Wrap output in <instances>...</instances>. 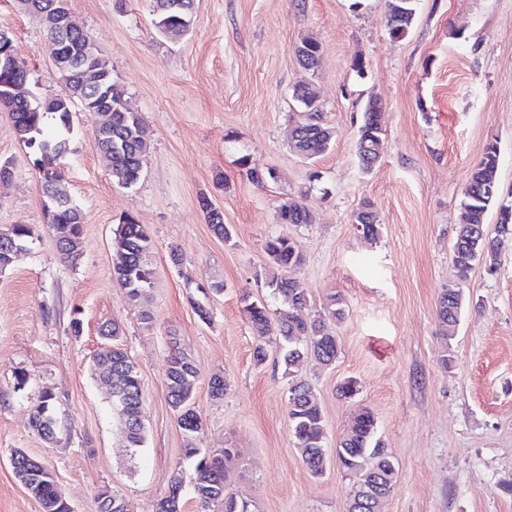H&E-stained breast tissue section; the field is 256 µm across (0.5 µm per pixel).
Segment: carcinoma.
Wrapping results in <instances>:
<instances>
[{"instance_id": "obj_1", "label": "carcinoma", "mask_w": 512, "mask_h": 512, "mask_svg": "<svg viewBox=\"0 0 512 512\" xmlns=\"http://www.w3.org/2000/svg\"><path fill=\"white\" fill-rule=\"evenodd\" d=\"M196 0H152L153 25L161 33H183L190 29ZM417 0H388L387 28L394 39L407 35L416 15ZM51 47H60L54 62L56 73L66 93L39 98L30 92L31 73L10 63L0 66V110L7 113L20 142L31 150V160L38 172L45 225L56 241L57 249L67 262H75L80 253L84 213L77 206L65 186L62 160L69 150L68 134L71 130L73 104L98 116L93 147L111 160L112 181L123 188L135 186L141 179L143 158L149 145L143 134L141 114L128 104L125 90L112 80V69L102 58H96L89 67L81 57L83 46L89 40L81 28L65 31L45 27ZM301 66L313 70L320 65V45L312 39L304 40ZM15 38L11 31L0 29V60L15 58ZM292 98L300 108L292 133L290 147L295 154L313 159L325 153L333 135L324 123L317 95L305 84L297 86ZM382 104L370 100L365 104L358 130L356 156L361 169L373 170L385 150V133L379 119ZM499 160L497 142H490L483 157L474 167L460 207L461 222L456 228L452 245L453 278L443 289L438 301V318L447 327L445 338L453 340L463 308V295L459 285L466 281L473 266H484L489 274L497 271L500 260L493 241L484 233L490 210L499 216L498 232L512 235V204L503 197L496 180ZM207 223L214 233L226 240L230 230L224 225V215L211 201L199 200ZM282 224H309V209L296 202L284 201L279 208ZM355 224L364 234L376 237L379 222L371 204L366 202L354 215ZM33 228L27 224H14L0 234V255L22 250ZM113 247L121 256L114 267L113 276L124 290L128 301L138 304L155 286V271L148 262L152 240L143 226L131 216L118 225ZM269 259V281L273 294L279 296L284 309L271 316L262 302H251L246 311L249 322L259 341L253 359L261 365L267 360L264 339L274 334L281 342V358L291 378L288 396V422L295 445L310 472L323 473L326 429L318 399L310 385L299 375L303 359L315 358L323 365L334 363L339 355L337 336L330 322L345 317L342 299L332 295L317 314L309 320L300 312L309 306L305 289L293 277L303 262L298 242L283 235L272 236L265 243ZM101 335L112 349L96 353L90 363L94 378H112V393L118 403L112 412L122 422L121 434L125 447L142 448L145 444L144 400L142 383L136 363L120 344L122 328L112 322L101 330ZM198 377L194 361L185 353L173 350L168 358L166 388L169 404L177 415L178 425L186 440L185 455L195 459L193 491L202 512H252L251 503L226 490V478L235 464L238 453L233 448L203 450L196 439L203 429L200 414L192 408L187 395L193 393ZM56 397L44 392L31 415V426L39 433L56 438ZM20 469L29 473V495L38 501L42 512H70L65 501L59 499L54 476L43 472L33 463V457L17 450ZM336 463L351 478L348 512H377L380 501L396 488L397 473L394 463L382 442L376 439V420L373 413L363 408L353 417L336 443ZM183 479L176 475L170 493L156 505V512H180ZM98 512H128L125 501L117 496L98 497Z\"/></svg>"}]
</instances>
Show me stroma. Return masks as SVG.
<instances>
[{
	"mask_svg": "<svg viewBox=\"0 0 512 512\" xmlns=\"http://www.w3.org/2000/svg\"><path fill=\"white\" fill-rule=\"evenodd\" d=\"M68 6L141 113L150 148L140 182L119 187L93 147L95 116L73 112L64 167L85 224L71 264L43 226L29 151L0 114V161L13 168L11 181L0 183V228L34 229L0 273V512H41L13 472L17 449L55 473L75 512H97L104 489L130 512H155L177 474L185 483L182 512H197L194 465L167 397L174 344L199 371L197 444L238 450L228 482L253 512H347L349 476L332 458L312 476L295 446L289 376L274 337L266 339L265 364L252 358L257 339L245 307L259 300L280 307L265 283L264 250L279 234L302 248L295 276L310 299L305 317L329 295L346 303L334 327L338 359L325 366L306 358L300 374L321 404L327 448L356 409L373 411L398 471L380 512H512V236H497L496 213L486 230L497 237L498 271L475 265L453 340L440 336L437 322L460 202L489 141L500 148L501 187L512 191V0H417L415 20L398 40L386 28L387 0H197L192 28L181 35L156 30L151 0ZM1 27L14 33L35 95L63 94L39 19L17 0H0ZM307 37L321 46L313 72L295 54ZM357 60L363 72L353 70ZM300 83L314 86L334 132L329 150L312 160L289 147L291 92ZM371 98L384 105L385 153L366 173L356 141ZM244 157L275 169L278 180L252 183ZM204 195L223 212L231 239L207 224ZM288 199L305 203L312 223H280ZM366 201L381 224L374 240L353 219ZM128 215L153 241L148 323L113 277L112 239ZM216 282L222 293L203 294ZM197 300L209 305L211 322L197 316ZM112 320L124 328L143 386L146 443L135 456L89 369L99 328ZM216 376L227 385L219 401L209 396ZM350 377L357 393L345 399L338 387ZM46 388L60 399L65 422L53 445L30 425Z\"/></svg>",
	"mask_w": 512,
	"mask_h": 512,
	"instance_id": "obj_1",
	"label": "stroma"
}]
</instances>
